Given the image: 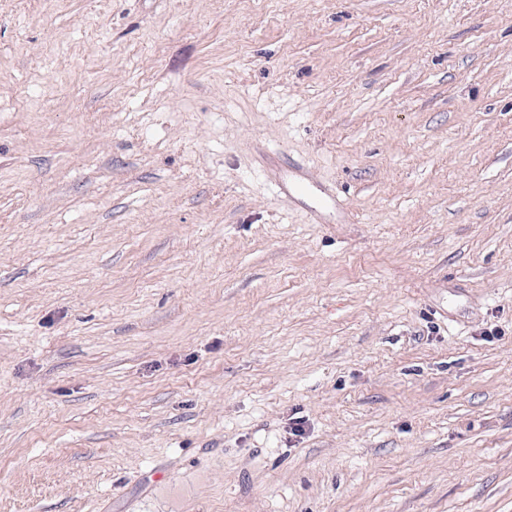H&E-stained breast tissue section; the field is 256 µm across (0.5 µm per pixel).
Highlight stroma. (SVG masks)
<instances>
[{
	"mask_svg": "<svg viewBox=\"0 0 512 512\" xmlns=\"http://www.w3.org/2000/svg\"><path fill=\"white\" fill-rule=\"evenodd\" d=\"M0 512H512V0H0Z\"/></svg>",
	"mask_w": 512,
	"mask_h": 512,
	"instance_id": "1",
	"label": "stroma"
}]
</instances>
